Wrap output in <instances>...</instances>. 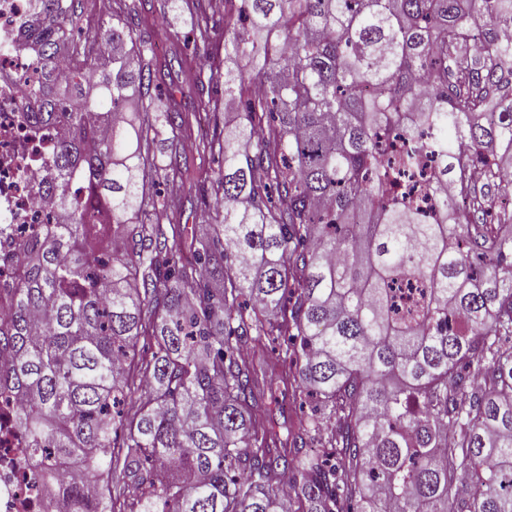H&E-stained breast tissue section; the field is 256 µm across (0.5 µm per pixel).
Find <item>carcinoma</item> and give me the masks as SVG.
<instances>
[{
  "label": "carcinoma",
  "instance_id": "cac0c4a2",
  "mask_svg": "<svg viewBox=\"0 0 512 512\" xmlns=\"http://www.w3.org/2000/svg\"><path fill=\"white\" fill-rule=\"evenodd\" d=\"M184 2L215 46L213 0ZM220 2V207L184 259L147 186L178 178L185 118L166 105L157 165L138 5L93 29L79 0H35L17 46L41 99L26 119L63 128L44 200L61 221L32 225L0 304L3 411L40 485L70 512H512V210L489 217L466 185L458 216L448 197L459 139L512 191V0ZM397 130L410 145L388 155ZM427 154L432 224L409 192ZM412 282L424 290L399 300ZM264 342L292 346L282 382L327 411L283 441L243 356Z\"/></svg>",
  "mask_w": 512,
  "mask_h": 512
}]
</instances>
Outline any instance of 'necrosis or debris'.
<instances>
[{"mask_svg":"<svg viewBox=\"0 0 512 512\" xmlns=\"http://www.w3.org/2000/svg\"><path fill=\"white\" fill-rule=\"evenodd\" d=\"M32 20L30 0H0V297L17 285L24 270L21 241L34 224L48 222L40 207L53 178L51 159L58 129H35L27 113L39 107L23 94L18 76L29 60L16 45ZM22 440L0 420V512H65L63 503L48 507L33 482V467L23 459Z\"/></svg>","mask_w":512,"mask_h":512,"instance_id":"4bbe7bcc","label":"necrosis or debris"}]
</instances>
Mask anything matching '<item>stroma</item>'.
I'll return each mask as SVG.
<instances>
[{
  "label": "stroma",
  "mask_w": 512,
  "mask_h": 512,
  "mask_svg": "<svg viewBox=\"0 0 512 512\" xmlns=\"http://www.w3.org/2000/svg\"><path fill=\"white\" fill-rule=\"evenodd\" d=\"M138 29L153 35L156 42L155 57L158 63H165L172 54H180L185 60L184 70L179 78L176 101L186 110L189 125L182 134L183 177L178 200L167 210V223L183 227L184 233L180 250H187L191 240L205 235L209 221L208 201L212 185L218 172V157L204 151L203 141L213 134L215 117L209 112L205 101V89L209 83L212 59L208 54L195 52L192 45V26L187 9L162 10L161 6L145 5L136 21ZM248 357L259 374L274 380L276 404L262 403L256 410L259 418L271 420L276 430L286 432L294 429L306 408L296 385L277 382L276 372L270 368L268 353L252 350Z\"/></svg>",
  "instance_id": "1"
}]
</instances>
